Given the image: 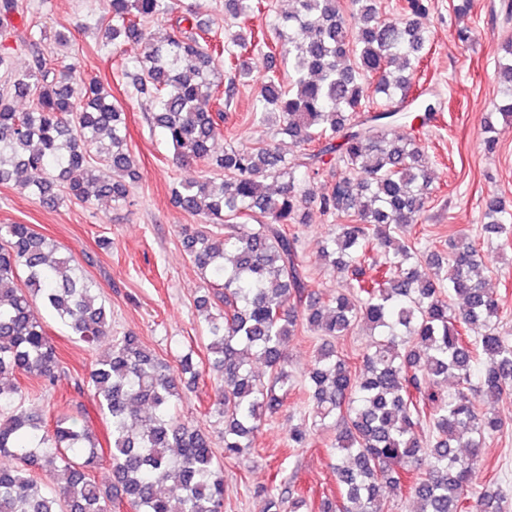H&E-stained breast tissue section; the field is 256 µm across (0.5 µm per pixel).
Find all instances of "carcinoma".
<instances>
[{
	"instance_id": "1",
	"label": "carcinoma",
	"mask_w": 512,
	"mask_h": 512,
	"mask_svg": "<svg viewBox=\"0 0 512 512\" xmlns=\"http://www.w3.org/2000/svg\"><path fill=\"white\" fill-rule=\"evenodd\" d=\"M108 43L146 41L135 61L136 92L156 99L150 117L176 158L203 160L213 175L182 183L175 207L202 215L215 228L185 235L184 250L209 288L194 300L208 362L216 376L214 403L203 413L224 425V459L239 458L255 432L295 388L286 369L288 338L301 328L326 338L307 374L311 423L293 429L288 447L308 446L311 429H336V499L318 512H384L385 492L400 493L404 476L415 512H502L499 489L478 483L486 439L503 430L480 397L512 388V336L485 285V242L512 245V214L497 196L485 200L481 236L448 241V254L421 246L416 226L429 202L433 174L416 137L396 133L417 115L408 99L429 35L420 19L429 0H404L402 18L380 15L376 0H294L275 29L289 84L276 74L252 77L241 61L229 71L225 103L236 84L256 87L258 119L275 115L277 133L306 152L290 158L270 145L219 147L224 109L216 103L219 55L204 44L207 23L168 30L146 23L177 10V0H107ZM235 19L253 14V0H224ZM30 32L32 65L15 72L0 51L10 86L0 91V183L35 172L20 184L47 208L73 197L125 201L139 179L127 149L126 114L101 84L56 71ZM255 31L241 27L229 43L247 50ZM495 110L512 117V40L501 45ZM374 85L368 95V85ZM16 97H30L28 111ZM331 182L317 195L307 185ZM341 220L319 260L350 280L346 292L322 302L298 251L296 225L308 209ZM44 309L93 348L111 333L112 314L99 289L73 260L29 224H0V512H224L218 451L178 407L202 372L193 350L176 365L158 358L129 332L95 360L88 379L111 429L109 469L90 477L103 457L82 414L48 424L25 406L22 374L55 385L59 358L39 310ZM371 342L359 364L331 340L355 326ZM260 363L267 379L252 370ZM455 388L438 392L448 377ZM428 435H423L424 429ZM466 448L463 454L460 449ZM39 470L57 487L31 476ZM306 501L273 482L261 512H300Z\"/></svg>"
}]
</instances>
